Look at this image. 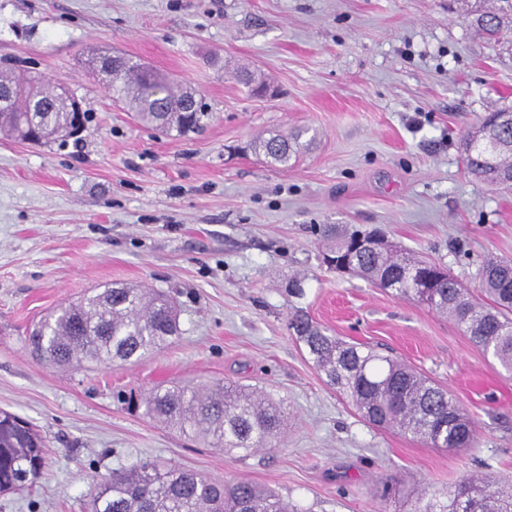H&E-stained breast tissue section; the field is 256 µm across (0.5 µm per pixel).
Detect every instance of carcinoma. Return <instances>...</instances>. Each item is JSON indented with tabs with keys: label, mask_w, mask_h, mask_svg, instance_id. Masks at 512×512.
<instances>
[{
	"label": "carcinoma",
	"mask_w": 512,
	"mask_h": 512,
	"mask_svg": "<svg viewBox=\"0 0 512 512\" xmlns=\"http://www.w3.org/2000/svg\"><path fill=\"white\" fill-rule=\"evenodd\" d=\"M471 25L489 37L512 26V0H494L490 12L469 11ZM98 56L117 66L109 89L113 98L135 112L142 125L153 131L184 137L204 130L207 104L196 101L190 112H168L172 103L189 105L196 90L174 85L131 57L101 51ZM236 78L251 92L266 85L264 77L249 70ZM67 120L51 99L18 97L0 111V133L17 138H38ZM303 132L271 133L258 138L252 148L275 163L285 165L305 144ZM468 172L492 187L512 188V180L499 172H512V108L488 114L463 140ZM321 237L328 243L325 259L351 258L356 273L392 292L426 304L446 314L464 328L471 341L488 351L512 371V260L489 258L478 276L480 297L453 277L433 288H413L403 276L409 265L437 273V265L401 253L393 245L381 250L353 251L360 230L325 224ZM290 329L301 341L313 366L326 383L351 400L361 417L378 429H397L431 448L450 451L472 448L477 423L449 392L403 361L385 356L369 345L349 343L334 336L305 314H294ZM179 333L175 307L149 288L113 285L80 303H68L32 331V354L52 367L71 368L90 358L106 363L140 361L162 351ZM128 408L143 409V416L176 432L202 439L215 448L246 455L279 447L285 423L283 404L232 381L208 387L171 383L148 395L127 401ZM18 417L0 411V493L24 486L21 474L37 476L47 464L45 443L32 427L17 425ZM410 512H512V487L493 490L483 479L470 475L443 490L421 492ZM88 512H293L277 492L249 481H217L176 466L146 460L114 474L100 485Z\"/></svg>",
	"instance_id": "cac0c4a2"
}]
</instances>
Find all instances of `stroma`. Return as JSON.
Instances as JSON below:
<instances>
[{
  "instance_id": "stroma-1",
  "label": "stroma",
  "mask_w": 512,
  "mask_h": 512,
  "mask_svg": "<svg viewBox=\"0 0 512 512\" xmlns=\"http://www.w3.org/2000/svg\"><path fill=\"white\" fill-rule=\"evenodd\" d=\"M464 0H0V61L64 82L92 120L79 144L0 137V410L29 421L48 465L0 512H87L145 459L275 490L297 512H405L409 495L477 473L512 479V373L447 316L323 262L318 228L351 224L435 261L469 288L512 259V190L461 155L478 119L512 106V41L490 45ZM142 60L195 88L213 118L186 139L141 126L86 63ZM277 93L257 96L237 68ZM303 129L288 166L256 156ZM303 293L289 294L290 278ZM154 288L181 333L137 363L54 369L26 347L59 305L108 284ZM400 358L476 420V447L431 448L370 427L289 328ZM230 379L283 401V442L223 452L130 412L120 394ZM394 478L387 502L376 484Z\"/></svg>"
}]
</instances>
